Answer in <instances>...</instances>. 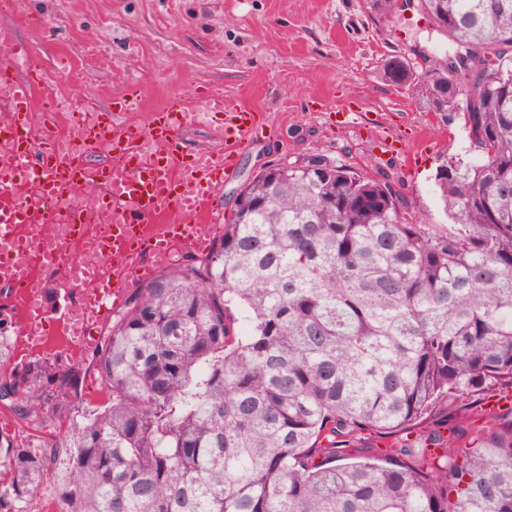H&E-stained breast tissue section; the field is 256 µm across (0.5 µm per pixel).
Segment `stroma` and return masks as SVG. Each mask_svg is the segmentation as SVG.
Listing matches in <instances>:
<instances>
[{
	"label": "stroma",
	"mask_w": 512,
	"mask_h": 512,
	"mask_svg": "<svg viewBox=\"0 0 512 512\" xmlns=\"http://www.w3.org/2000/svg\"><path fill=\"white\" fill-rule=\"evenodd\" d=\"M2 26L41 58L55 93L105 104L139 86L144 108L125 113L130 123L147 125L169 96L207 87L262 112L265 138L224 176L225 212L263 168L318 153L388 175L403 188L410 222L438 233L452 226L434 175L466 155L463 117L424 111L410 84L382 76L393 56L440 50L414 12L373 21L364 0H21L0 9ZM343 104L358 124L337 125ZM400 135L404 152L388 157L383 138Z\"/></svg>",
	"instance_id": "obj_1"
}]
</instances>
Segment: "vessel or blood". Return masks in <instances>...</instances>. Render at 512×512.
I'll use <instances>...</instances> for the list:
<instances>
[{
	"label": "vessel or blood",
	"mask_w": 512,
	"mask_h": 512,
	"mask_svg": "<svg viewBox=\"0 0 512 512\" xmlns=\"http://www.w3.org/2000/svg\"><path fill=\"white\" fill-rule=\"evenodd\" d=\"M44 84L39 61L25 46L0 67V105L10 114L0 124V191L17 196L0 207V281L16 285L22 296L21 335L42 336L39 272L61 268L80 301L63 307L59 319L65 336L82 347L91 342L92 325L120 303L130 280L149 278L175 246L210 247L224 221L217 195L224 173L266 125L259 112L230 106L209 89L171 98L153 111L147 127L125 124L121 115L143 103L132 87L111 107L91 103L73 113V136L64 146L56 138L51 97L41 92ZM37 110L42 119L36 123ZM203 116L225 141L223 154L206 160L184 153L179 139ZM91 150L103 156L98 165L84 159ZM89 173L104 187L91 208L75 202ZM172 213L176 223H166Z\"/></svg>",
	"instance_id": "b4317fda"
}]
</instances>
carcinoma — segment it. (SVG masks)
<instances>
[{
  "instance_id": "carcinoma-1",
  "label": "carcinoma",
  "mask_w": 512,
  "mask_h": 512,
  "mask_svg": "<svg viewBox=\"0 0 512 512\" xmlns=\"http://www.w3.org/2000/svg\"><path fill=\"white\" fill-rule=\"evenodd\" d=\"M404 2L443 54L386 78L428 112L473 93V155L434 176L456 228L408 222L342 159L258 173L205 259L128 295L91 349L107 402L68 440L46 428L85 373L15 359L0 309V408L32 429L0 430V512H28L62 455L61 512H512V408L461 415L512 389V0Z\"/></svg>"
}]
</instances>
